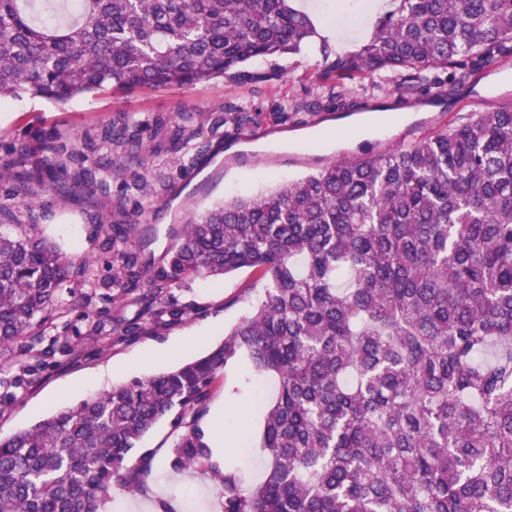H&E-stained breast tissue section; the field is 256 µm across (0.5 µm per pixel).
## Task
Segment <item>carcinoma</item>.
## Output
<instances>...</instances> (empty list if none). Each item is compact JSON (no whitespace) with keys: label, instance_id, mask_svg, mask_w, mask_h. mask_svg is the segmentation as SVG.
I'll use <instances>...</instances> for the list:
<instances>
[{"label":"carcinoma","instance_id":"1","mask_svg":"<svg viewBox=\"0 0 512 512\" xmlns=\"http://www.w3.org/2000/svg\"><path fill=\"white\" fill-rule=\"evenodd\" d=\"M397 3L323 78L403 71L417 90L431 70L456 83L512 54V0ZM68 7L64 19L56 0H0V102L196 87L297 54L317 34L290 0ZM102 136L131 158L144 149L125 125ZM38 140L9 150L26 177L0 196V217L29 205L34 183L61 197L105 194L96 172L120 171L90 136ZM19 228L0 229V348L25 354L54 330L41 356L65 355L62 293L90 278L91 259ZM93 233L118 267L107 291L82 296L92 336L134 335L146 316L182 319L163 293L191 278L253 268L265 288L204 356L0 436V512H100L113 487L131 485L129 453L167 418L183 429L171 466L209 473L224 512H512V107L215 204L183 225L160 267L133 227L100 222ZM118 295L138 318L112 315ZM239 358L276 381L263 406L264 477L250 489L199 424Z\"/></svg>","mask_w":512,"mask_h":512}]
</instances>
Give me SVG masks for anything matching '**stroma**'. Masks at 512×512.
Wrapping results in <instances>:
<instances>
[{"label":"stroma","instance_id":"1","mask_svg":"<svg viewBox=\"0 0 512 512\" xmlns=\"http://www.w3.org/2000/svg\"><path fill=\"white\" fill-rule=\"evenodd\" d=\"M309 15L333 16L322 39L296 55L252 60L238 76L212 80L197 87L146 88L133 92L99 91L64 104L27 97L0 104V176L6 182L23 178L21 168L9 165V149L24 142L34 144L41 130L55 131L63 142L97 136L118 119H126L148 141V151L132 159L120 147L102 145L103 156L121 159L127 172L143 177L155 193L141 196L126 187L124 175L109 176L107 195L88 198L80 192L68 197L35 190L32 202L41 217L37 230L64 251L94 257L92 278L108 279L100 262L101 241L91 232L93 221L135 224L148 234L152 263L165 261L183 224L213 203L231 196L250 197L270 187L296 179L326 162L375 155L444 129L470 112H487L512 104V84L486 92L480 71L462 84H449L443 71L430 74L429 85L409 90L402 74L386 84L357 76L343 86L320 81L336 58L357 51L369 38L370 19L365 0L354 7L338 8L335 0H304ZM405 107L409 117L383 129L373 139L354 142L343 118L379 105ZM245 107L253 121L237 128L225 123L227 106ZM290 119L276 120L281 108ZM202 129L209 143L200 168L185 167L181 154L171 149L174 126ZM263 292L258 274L245 268L219 279H189L169 293L185 315L176 322L144 318L133 336H73L71 351L58 362L42 366L37 356L17 358L0 349V435L30 427L51 413L111 389L134 377L157 373L192 361L221 344L225 329L245 316ZM184 339L178 354H164L151 365L140 362L151 347ZM248 364L227 365L215 384L207 409H223L226 460L236 461L245 487H253L264 474V453L258 446L263 416L245 381ZM171 421H159L130 454L128 468L139 471L147 494L114 487L103 512H152L155 502H166L172 512H224L219 488L208 474L173 470L170 449L179 436Z\"/></svg>","mask_w":512,"mask_h":512}]
</instances>
